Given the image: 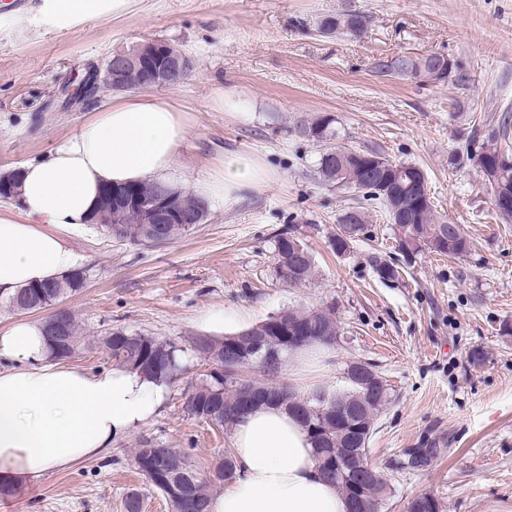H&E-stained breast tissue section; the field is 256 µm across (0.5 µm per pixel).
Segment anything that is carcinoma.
I'll return each mask as SVG.
<instances>
[{
	"mask_svg": "<svg viewBox=\"0 0 512 512\" xmlns=\"http://www.w3.org/2000/svg\"><path fill=\"white\" fill-rule=\"evenodd\" d=\"M369 19L363 13L349 11L326 16L318 29L325 34L358 36L367 28ZM418 57L401 55L377 63L378 73L404 77H418ZM304 133L325 143L315 171L319 182L347 189L366 201L380 205L394 221L402 216L406 223L397 224V248L409 255L424 249L450 258H461L471 252L473 244L464 229L451 224L435 209L433 203L422 202L414 190L412 176L426 178L423 169L413 163L394 162L379 151L355 149L335 143L330 122L322 120L305 127ZM466 158L474 159L492 189L512 195V123L502 117L495 128L482 139L470 143ZM354 214L342 215L340 224H353V232L360 237L367 231V217L362 207L352 208ZM113 238L132 244L151 241L142 224L141 211L131 208L127 223ZM275 273L280 282L298 287L314 275L313 257L308 246L292 232L278 234L274 246ZM373 267L384 281L399 278L400 268L392 261L373 257ZM85 279L66 280L53 290L48 299L34 295V287L23 289L10 298L12 306L20 311H39L54 307L67 295L84 287ZM282 328L277 332L266 329L259 322L243 331L225 336L198 335L187 344L160 340L142 333L116 330L105 337L108 358L117 367H123L150 376L168 385L177 383L187 370L183 364L185 350H190L203 364L215 362L221 370L202 373L197 382L188 387L184 411L192 418L210 427L228 429L245 413L236 409L243 395L239 382L226 380L224 341L230 339L238 353L233 367L245 371L255 369L261 375L253 382L270 388L277 386L283 398L277 404L298 416L314 448V458L323 476L334 484L348 501L363 494L360 512H374L379 502L385 501L390 491L386 475L377 472L373 484L362 493L357 485V469L364 465V453L355 451L353 439L357 436L370 440L374 428L371 421L390 402L389 386L377 387V392L365 394V388L352 373L353 366L344 370L347 383L338 397L347 401L350 410L338 414L333 404L321 402L319 396L328 394L319 389L308 396H299L280 381V373L288 353L313 344L326 347L336 345L340 328L335 310L326 308H282L276 312ZM78 324L74 315L66 321V335L48 336L52 354L57 359H69L81 345ZM134 463L145 479L168 501L172 512H210L211 486L220 485L236 477L237 466L233 452L224 457L212 472L202 476L189 456L177 448H162L154 438H145L134 452ZM408 512H439L437 500L430 495L412 499Z\"/></svg>",
	"mask_w": 512,
	"mask_h": 512,
	"instance_id": "carcinoma-1",
	"label": "carcinoma"
}]
</instances>
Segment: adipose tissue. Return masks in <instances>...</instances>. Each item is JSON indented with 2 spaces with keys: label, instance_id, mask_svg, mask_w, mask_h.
Masks as SVG:
<instances>
[{
  "label": "adipose tissue",
  "instance_id": "ef3b65f1",
  "mask_svg": "<svg viewBox=\"0 0 512 512\" xmlns=\"http://www.w3.org/2000/svg\"><path fill=\"white\" fill-rule=\"evenodd\" d=\"M130 0H35L36 17L69 32L116 17ZM188 133L184 108L150 93L113 98L78 132L22 170L19 204L0 211V295L59 277L79 262L68 240L81 233L103 185L171 182ZM269 172L237 155L196 181L198 196L231 203ZM167 386L123 368L90 371L53 360L41 321L0 326V489L12 493L54 470L107 456L113 442L162 409ZM235 479L211 512H348L318 472L309 434L284 407L266 404L231 435Z\"/></svg>",
  "mask_w": 512,
  "mask_h": 512
}]
</instances>
